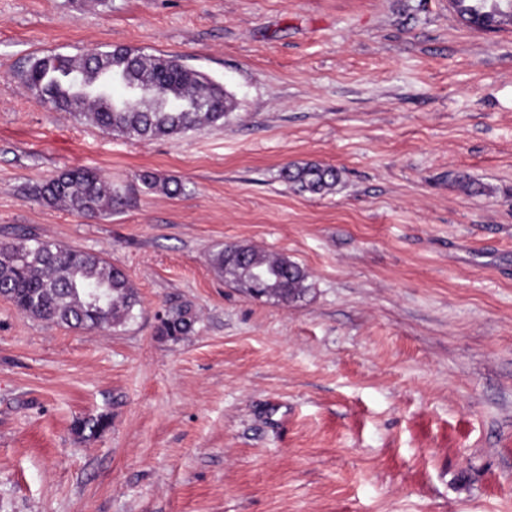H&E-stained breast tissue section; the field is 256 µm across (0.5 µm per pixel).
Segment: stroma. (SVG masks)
<instances>
[{
	"mask_svg": "<svg viewBox=\"0 0 512 512\" xmlns=\"http://www.w3.org/2000/svg\"><path fill=\"white\" fill-rule=\"evenodd\" d=\"M114 46L223 84V126L134 142L21 82ZM303 162L336 189H290ZM76 168L124 206L35 197ZM22 236L100 254L139 303L74 331L0 297V512H512V26L450 0H0V241ZM229 243L298 263L305 296L225 280ZM182 305L194 332L159 336ZM282 178L294 191L324 195L336 188L341 176L339 170L333 166L308 162L289 164L282 172ZM110 425V418L100 414L80 419L74 424L75 433L83 439L94 438Z\"/></svg>",
	"mask_w": 512,
	"mask_h": 512,
	"instance_id": "obj_1",
	"label": "stroma"
}]
</instances>
